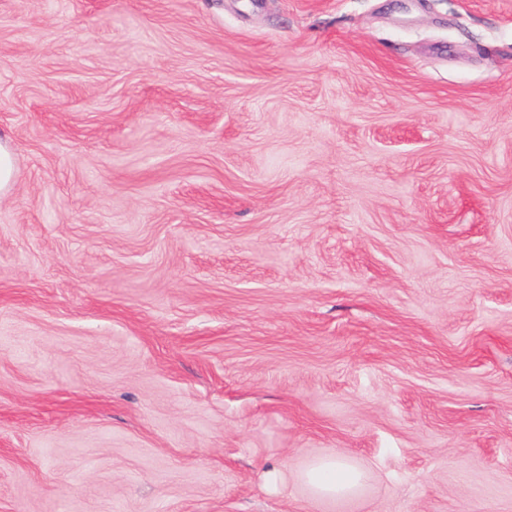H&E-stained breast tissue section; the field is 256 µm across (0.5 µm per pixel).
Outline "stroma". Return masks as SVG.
I'll return each instance as SVG.
<instances>
[{"label": "stroma", "mask_w": 512, "mask_h": 512, "mask_svg": "<svg viewBox=\"0 0 512 512\" xmlns=\"http://www.w3.org/2000/svg\"><path fill=\"white\" fill-rule=\"evenodd\" d=\"M0 131V512H512V0H0ZM15 160L11 138L0 133V197L12 192L14 187ZM314 496L336 498L356 493L362 473L340 457H327L315 462L305 474Z\"/></svg>", "instance_id": "obj_1"}]
</instances>
